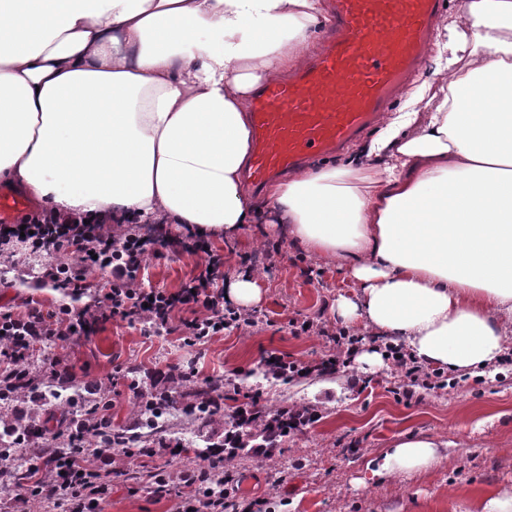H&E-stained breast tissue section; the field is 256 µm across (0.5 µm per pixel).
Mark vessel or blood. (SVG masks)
<instances>
[{"mask_svg":"<svg viewBox=\"0 0 512 512\" xmlns=\"http://www.w3.org/2000/svg\"><path fill=\"white\" fill-rule=\"evenodd\" d=\"M443 0H333L319 51L253 98L247 179L262 189L312 155L341 151L416 73Z\"/></svg>","mask_w":512,"mask_h":512,"instance_id":"obj_1","label":"vessel or blood"}]
</instances>
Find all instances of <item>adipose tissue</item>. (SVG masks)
I'll use <instances>...</instances> for the list:
<instances>
[{
    "instance_id": "ef3b65f1",
    "label": "adipose tissue",
    "mask_w": 512,
    "mask_h": 512,
    "mask_svg": "<svg viewBox=\"0 0 512 512\" xmlns=\"http://www.w3.org/2000/svg\"><path fill=\"white\" fill-rule=\"evenodd\" d=\"M328 0H0V183L57 214L131 216L231 238L270 211L346 273L336 320L480 376L512 339V0L437 21L432 112L386 113L349 157L255 204L248 101L301 66ZM409 435L372 477L424 472Z\"/></svg>"
}]
</instances>
